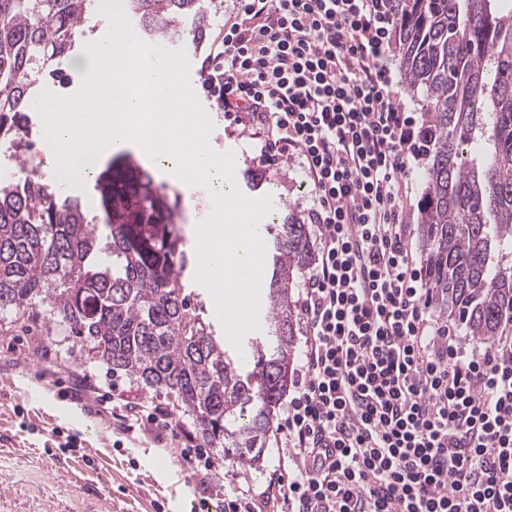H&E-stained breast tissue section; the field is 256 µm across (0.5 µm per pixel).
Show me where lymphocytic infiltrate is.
Here are the masks:
<instances>
[{
  "label": "lymphocytic infiltrate",
  "instance_id": "obj_1",
  "mask_svg": "<svg viewBox=\"0 0 512 512\" xmlns=\"http://www.w3.org/2000/svg\"><path fill=\"white\" fill-rule=\"evenodd\" d=\"M390 0H235L201 87L268 163L297 161L319 252L278 465L224 512H512V335L467 351L413 257L425 133L394 89Z\"/></svg>",
  "mask_w": 512,
  "mask_h": 512
}]
</instances>
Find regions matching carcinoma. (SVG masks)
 I'll list each match as a JSON object with an SVG mask.
<instances>
[{
  "instance_id": "1",
  "label": "carcinoma",
  "mask_w": 512,
  "mask_h": 512,
  "mask_svg": "<svg viewBox=\"0 0 512 512\" xmlns=\"http://www.w3.org/2000/svg\"><path fill=\"white\" fill-rule=\"evenodd\" d=\"M400 68L426 93L432 162L421 201L427 283L470 335L512 323V0H394ZM94 0H0V138L28 120L36 80L87 36ZM148 37L202 27L201 0H127ZM94 189L103 217L35 170L0 180V312L47 306L90 362L173 396L202 448L247 466L260 458L291 382L292 288L311 248L305 225H273L269 310L244 356L189 306L178 204L128 154Z\"/></svg>"
}]
</instances>
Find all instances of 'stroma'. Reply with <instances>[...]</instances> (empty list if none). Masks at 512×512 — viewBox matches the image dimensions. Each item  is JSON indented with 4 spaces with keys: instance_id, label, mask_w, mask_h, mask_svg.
I'll return each instance as SVG.
<instances>
[{
    "instance_id": "35a3bbf8",
    "label": "stroma",
    "mask_w": 512,
    "mask_h": 512,
    "mask_svg": "<svg viewBox=\"0 0 512 512\" xmlns=\"http://www.w3.org/2000/svg\"><path fill=\"white\" fill-rule=\"evenodd\" d=\"M210 144L234 152L243 194L272 196L274 216L305 220L312 197L297 162L265 165L258 141L220 117ZM430 164L420 160L407 177L410 243L421 266L426 250L418 208ZM167 189L180 201L181 229L209 214L206 188L171 181ZM85 374L99 388L80 395L75 388ZM117 400L161 405L170 425L123 435L112 419ZM194 431L191 416L165 392L87 361L45 306L0 314V512H224L223 495L199 494L180 457Z\"/></svg>"
}]
</instances>
